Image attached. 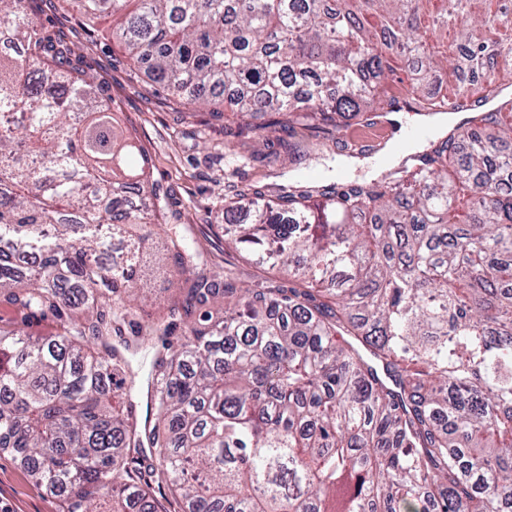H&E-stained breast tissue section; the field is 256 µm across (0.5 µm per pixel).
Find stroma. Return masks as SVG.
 I'll list each match as a JSON object with an SVG mask.
<instances>
[{
	"instance_id": "1",
	"label": "stroma",
	"mask_w": 512,
	"mask_h": 512,
	"mask_svg": "<svg viewBox=\"0 0 512 512\" xmlns=\"http://www.w3.org/2000/svg\"><path fill=\"white\" fill-rule=\"evenodd\" d=\"M41 20L83 46L85 61L102 94L112 98L120 126L135 135L149 160L152 180L170 191L172 210L180 223L189 225L193 245L208 253L216 269L233 265L248 281L255 280V270L245 259H230L224 253L225 194L247 182H293L308 166L318 170L325 183L370 180L379 172L377 158L383 155L388 140L401 127L419 121L414 113L403 110L352 125L347 138L371 139L376 144L374 152L366 156V165L356 169L344 168V156L336 151L324 152L308 166L282 160L266 166L232 163L225 155L224 127L234 123L233 113L214 118L208 109L179 107L164 93L153 92L145 77L131 68L122 46L113 41L110 20L101 19L83 29L58 10L57 0H44ZM59 510L58 500L33 481L23 464L10 454H0V512Z\"/></svg>"
}]
</instances>
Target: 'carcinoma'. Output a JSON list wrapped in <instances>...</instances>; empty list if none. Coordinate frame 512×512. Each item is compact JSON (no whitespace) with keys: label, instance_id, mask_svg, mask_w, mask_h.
Returning <instances> with one entry per match:
<instances>
[{"label":"carcinoma","instance_id":"carcinoma-1","mask_svg":"<svg viewBox=\"0 0 512 512\" xmlns=\"http://www.w3.org/2000/svg\"><path fill=\"white\" fill-rule=\"evenodd\" d=\"M41 3L0 0V305L55 332L0 329V454L61 512H512V11L60 0L117 18L155 90L236 114L242 160L342 152L379 113L477 102L370 181L224 197L225 245L281 274L253 285L189 244ZM392 51L413 75L398 93ZM157 236L182 279L145 320L124 295Z\"/></svg>","mask_w":512,"mask_h":512}]
</instances>
